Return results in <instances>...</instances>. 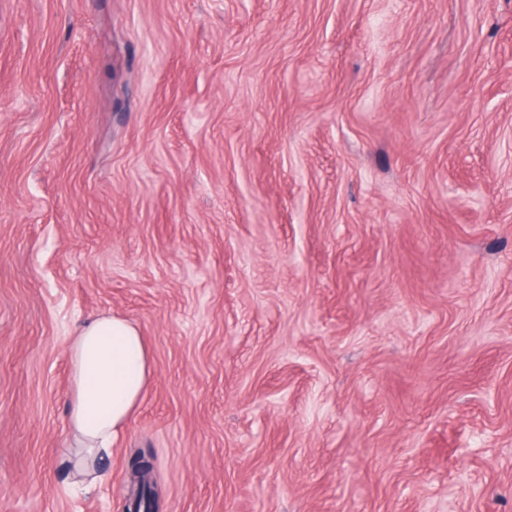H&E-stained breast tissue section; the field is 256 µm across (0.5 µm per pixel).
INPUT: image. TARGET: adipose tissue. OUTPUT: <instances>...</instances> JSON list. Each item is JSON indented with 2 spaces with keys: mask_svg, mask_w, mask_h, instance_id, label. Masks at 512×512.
Masks as SVG:
<instances>
[{
  "mask_svg": "<svg viewBox=\"0 0 512 512\" xmlns=\"http://www.w3.org/2000/svg\"><path fill=\"white\" fill-rule=\"evenodd\" d=\"M68 356L72 465L77 485L89 487L100 480V462L110 455L113 438L127 426L148 389L151 357L138 327L117 315L82 324Z\"/></svg>",
  "mask_w": 512,
  "mask_h": 512,
  "instance_id": "1",
  "label": "adipose tissue"
}]
</instances>
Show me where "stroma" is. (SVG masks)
<instances>
[{
  "label": "stroma",
  "instance_id": "35a3bbf8",
  "mask_svg": "<svg viewBox=\"0 0 512 512\" xmlns=\"http://www.w3.org/2000/svg\"><path fill=\"white\" fill-rule=\"evenodd\" d=\"M153 375L71 486L67 348ZM512 512V0H0V512Z\"/></svg>",
  "mask_w": 512,
  "mask_h": 512
}]
</instances>
